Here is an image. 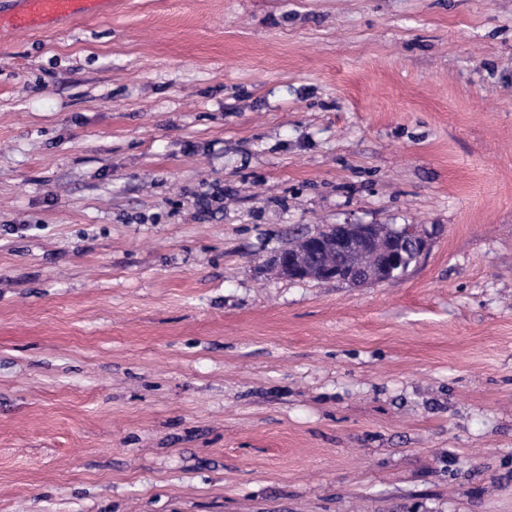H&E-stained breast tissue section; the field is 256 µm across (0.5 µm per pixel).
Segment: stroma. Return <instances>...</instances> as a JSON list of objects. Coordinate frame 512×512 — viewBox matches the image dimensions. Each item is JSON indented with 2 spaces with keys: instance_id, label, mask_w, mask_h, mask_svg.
<instances>
[{
  "instance_id": "1",
  "label": "stroma",
  "mask_w": 512,
  "mask_h": 512,
  "mask_svg": "<svg viewBox=\"0 0 512 512\" xmlns=\"http://www.w3.org/2000/svg\"><path fill=\"white\" fill-rule=\"evenodd\" d=\"M347 223L441 232L273 269ZM0 512H512V0L0 36ZM377 225L331 224L306 233L282 249L272 266L280 276L295 281L390 282L427 254L437 232L429 231L425 224H404L383 237Z\"/></svg>"
}]
</instances>
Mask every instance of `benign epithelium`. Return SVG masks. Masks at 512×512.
I'll return each mask as SVG.
<instances>
[{"instance_id": "1", "label": "benign epithelium", "mask_w": 512, "mask_h": 512, "mask_svg": "<svg viewBox=\"0 0 512 512\" xmlns=\"http://www.w3.org/2000/svg\"><path fill=\"white\" fill-rule=\"evenodd\" d=\"M436 230L404 224L382 236L375 224H331L304 234L272 262L290 280L350 285L397 280L428 252Z\"/></svg>"}]
</instances>
